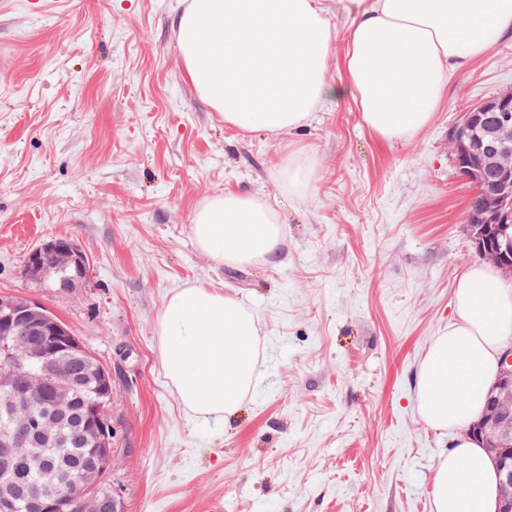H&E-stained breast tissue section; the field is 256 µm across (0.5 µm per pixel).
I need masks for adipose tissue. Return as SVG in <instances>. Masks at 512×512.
Segmentation results:
<instances>
[{
  "instance_id": "adipose-tissue-1",
  "label": "adipose tissue",
  "mask_w": 512,
  "mask_h": 512,
  "mask_svg": "<svg viewBox=\"0 0 512 512\" xmlns=\"http://www.w3.org/2000/svg\"><path fill=\"white\" fill-rule=\"evenodd\" d=\"M352 13L343 76L326 61L340 32L322 0H192L176 20L191 82L242 134L290 132L325 103L352 100L381 139L408 140L432 120L451 71L507 32L512 0H341ZM197 246L244 265L273 257L283 229L273 209L234 192L194 216ZM456 315L435 336L416 376L417 409L456 435L432 478L433 512H498L496 470L469 427L485 411L512 336V284L484 263L459 278ZM164 375L184 408L203 420L235 414L259 372V328L219 291H176L158 319Z\"/></svg>"
}]
</instances>
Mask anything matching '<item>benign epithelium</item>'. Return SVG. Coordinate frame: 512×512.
<instances>
[{
  "label": "benign epithelium",
  "mask_w": 512,
  "mask_h": 512,
  "mask_svg": "<svg viewBox=\"0 0 512 512\" xmlns=\"http://www.w3.org/2000/svg\"><path fill=\"white\" fill-rule=\"evenodd\" d=\"M454 162L467 169L473 179L483 177L492 170L495 189L484 195L468 220V230L478 254L491 258L504 269L512 270V239L502 238V230L512 225V92L484 100L463 113L451 138ZM64 256L85 265L88 257L67 239L58 238L32 249L26 259V270L33 281H41L47 258ZM0 334L3 336H44L52 344L62 346L74 339L58 322L48 316L36 317L11 302L0 299ZM0 388L13 391V399L4 409L10 413L21 410L33 401L34 392L53 376L54 394L51 406L61 411L70 403L73 391L71 379L57 373L49 375L47 366L41 373L33 374L29 365L14 357L13 347L0 344ZM498 394L490 396L487 411L473 435H484L489 425L508 428L512 426V408L504 406L500 394L512 392V347L501 355V372L497 381ZM29 432L15 427L0 437L4 458L29 453ZM497 472L502 488L512 489V444L504 443L497 457ZM83 496L85 512H100V502L94 484L83 470L72 471L66 481L58 479L53 467L43 471L42 490L29 500L30 512H62L63 503L75 495Z\"/></svg>",
  "instance_id": "benign-epithelium-1"
}]
</instances>
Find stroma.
<instances>
[{
	"instance_id": "obj_1",
	"label": "stroma",
	"mask_w": 512,
	"mask_h": 512,
	"mask_svg": "<svg viewBox=\"0 0 512 512\" xmlns=\"http://www.w3.org/2000/svg\"><path fill=\"white\" fill-rule=\"evenodd\" d=\"M189 3L0 0V296L41 303L111 373L105 478L126 512H432L455 435L421 419L416 374L479 259L450 138L512 90V33L449 74L412 139L381 140L349 99L242 136L186 73ZM294 152L313 168L300 196L279 176ZM227 191L274 209L276 262L197 247L195 212ZM60 237L90 259L70 295L21 274ZM191 285L259 324L258 381L225 421H197L164 377L157 319Z\"/></svg>"
}]
</instances>
